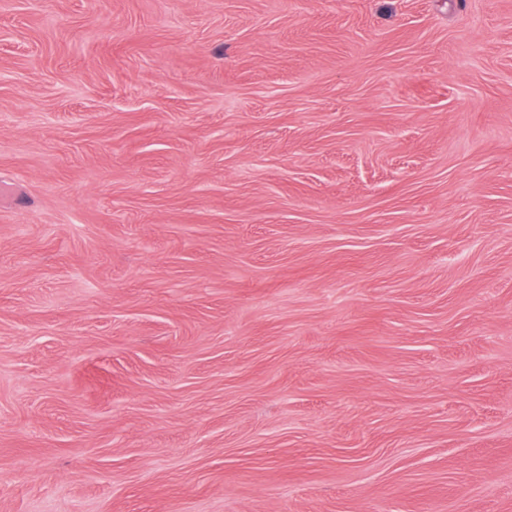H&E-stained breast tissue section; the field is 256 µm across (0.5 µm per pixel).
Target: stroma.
Instances as JSON below:
<instances>
[{
	"label": "stroma",
	"mask_w": 512,
	"mask_h": 512,
	"mask_svg": "<svg viewBox=\"0 0 512 512\" xmlns=\"http://www.w3.org/2000/svg\"><path fill=\"white\" fill-rule=\"evenodd\" d=\"M0 512H512V0H0Z\"/></svg>",
	"instance_id": "1"
}]
</instances>
